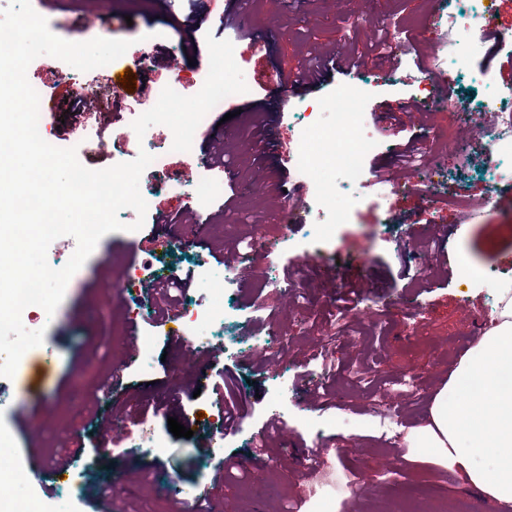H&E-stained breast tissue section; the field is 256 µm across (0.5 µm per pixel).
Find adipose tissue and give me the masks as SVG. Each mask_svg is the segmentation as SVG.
I'll return each mask as SVG.
<instances>
[{
    "mask_svg": "<svg viewBox=\"0 0 512 512\" xmlns=\"http://www.w3.org/2000/svg\"><path fill=\"white\" fill-rule=\"evenodd\" d=\"M412 441H426L485 500L512 502V284L499 287V308L478 344L450 373ZM499 470L490 474L486 461Z\"/></svg>",
    "mask_w": 512,
    "mask_h": 512,
    "instance_id": "1",
    "label": "adipose tissue"
}]
</instances>
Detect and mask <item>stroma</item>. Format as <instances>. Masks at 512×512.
<instances>
[{
  "instance_id": "1",
  "label": "stroma",
  "mask_w": 512,
  "mask_h": 512,
  "mask_svg": "<svg viewBox=\"0 0 512 512\" xmlns=\"http://www.w3.org/2000/svg\"><path fill=\"white\" fill-rule=\"evenodd\" d=\"M426 0H233L234 21L221 23L209 0H51L41 14L56 36L73 42L96 37L130 41L125 67L133 91L98 99L90 110L68 112L66 100L82 72L42 55L28 69L56 101L45 114L52 145L77 150L80 163L100 170L125 162V139L164 129L142 106L159 82L175 75L191 81L188 96L162 102L161 111L209 109L199 66L188 63L171 19H191L200 57L229 54L225 82L246 81L249 97L239 115L212 113L198 154L219 153L223 167L213 176L239 186L233 203L217 195L196 205L185 191L169 188L166 175L183 168L184 154L171 150L143 172L140 188L151 195L146 224H157L154 247L144 230L106 234L70 279L64 299L46 328L42 344L23 356L12 378L0 377V460L13 465L11 492L55 508L79 512L99 490L112 486V512H482L487 502L432 449L409 447L403 434L424 425L434 394L458 360L480 336L479 318L497 306L496 286L512 280V181H497L484 159L468 169L464 183L491 204L470 223L441 201L426 202L403 190L386 200L371 194L375 172L402 181L395 163L402 131L372 120L375 152L364 156L365 185L345 220L328 240L315 236L310 213L289 221L287 193L296 188L283 162L294 150L293 125L302 111L279 119L274 145L260 133L268 107L281 99L282 85L296 84L304 105L316 106L334 91L364 98L372 113L406 106L404 129L429 143L450 116L420 105L415 78L435 63L444 32L419 37L416 57L384 64L380 39L365 27L384 16L417 23ZM267 39L269 54L255 52ZM512 47L496 52L491 67L456 69L454 92L470 114L488 115L512 101L503 72ZM94 139L87 150L86 139ZM241 253L271 287L256 290L251 277L224 280L228 253ZM364 260L367 283L356 301L326 287L321 268L345 273V256ZM469 262L478 278L462 281ZM152 273L156 282L191 276L189 288L171 289L175 309L213 307L223 318L205 325L209 344L186 351L154 321L161 296L118 286L128 275ZM137 339H130L131 327ZM138 354L113 386L115 362L128 343ZM361 372L359 386L346 389L339 404L316 405L321 377L342 379ZM229 381H221V373ZM412 383L414 398L399 401V437L382 436L371 395L392 383ZM191 429L174 437L169 418ZM147 423L164 447H132L131 436ZM84 444L72 454L70 442ZM209 444L210 453L197 449ZM69 471L66 481L30 480L15 464L23 455ZM236 466L215 478L220 461ZM320 461L333 473L327 502L304 492V463Z\"/></svg>"
}]
</instances>
